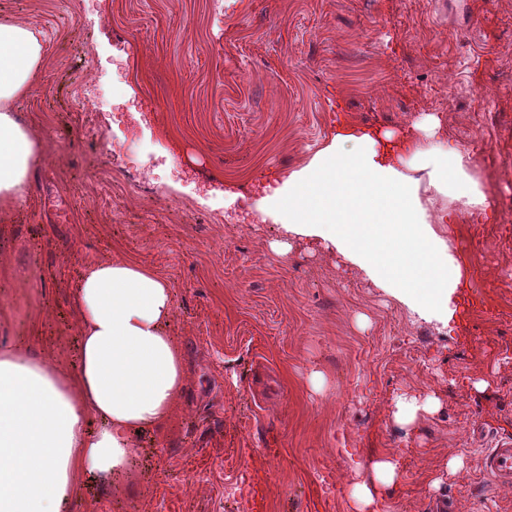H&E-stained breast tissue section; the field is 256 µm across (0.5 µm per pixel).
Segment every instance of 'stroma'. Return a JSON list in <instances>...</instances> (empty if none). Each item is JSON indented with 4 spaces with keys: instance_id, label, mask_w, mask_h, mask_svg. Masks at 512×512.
<instances>
[{
    "instance_id": "stroma-1",
    "label": "stroma",
    "mask_w": 512,
    "mask_h": 512,
    "mask_svg": "<svg viewBox=\"0 0 512 512\" xmlns=\"http://www.w3.org/2000/svg\"><path fill=\"white\" fill-rule=\"evenodd\" d=\"M4 19L43 36L17 110L47 156L0 222V344L35 329L75 365L72 288L119 256L169 282L186 357L164 433L135 438L133 490L82 479L71 512H243L224 488L244 468L266 512H349L380 449L402 477L377 512H512L481 465L512 439V0H0ZM431 114L476 176L501 175L470 245L491 303L470 315L462 286L446 325L268 211L337 121L402 137ZM403 394L440 406L404 428Z\"/></svg>"
}]
</instances>
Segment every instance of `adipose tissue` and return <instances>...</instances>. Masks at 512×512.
I'll return each instance as SVG.
<instances>
[{
	"label": "adipose tissue",
	"mask_w": 512,
	"mask_h": 512,
	"mask_svg": "<svg viewBox=\"0 0 512 512\" xmlns=\"http://www.w3.org/2000/svg\"><path fill=\"white\" fill-rule=\"evenodd\" d=\"M44 72V48L29 25L0 20V211L23 203L41 157L32 127L14 110ZM430 115L414 136L345 121L329 145L290 171L275 197L283 227L322 240L412 309L440 321L461 283L448 224L487 209L469 151L433 143ZM451 194L461 210L438 199ZM80 333L78 364L64 369L0 345V512H70L78 476L126 479L135 436L163 432L185 389L184 355L167 328V280L124 258L84 263L71 295ZM401 476L380 450L351 494V512H376Z\"/></svg>",
	"instance_id": "adipose-tissue-1"
}]
</instances>
